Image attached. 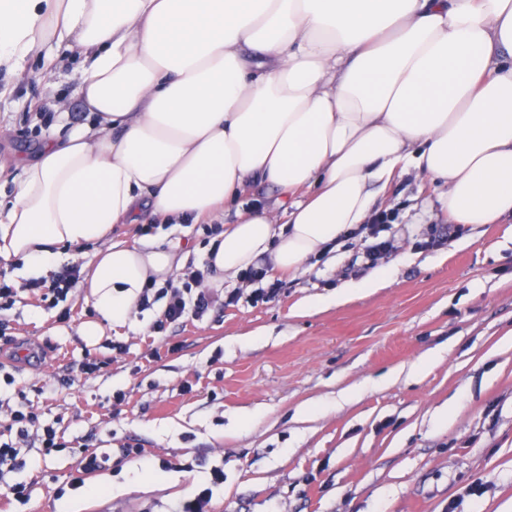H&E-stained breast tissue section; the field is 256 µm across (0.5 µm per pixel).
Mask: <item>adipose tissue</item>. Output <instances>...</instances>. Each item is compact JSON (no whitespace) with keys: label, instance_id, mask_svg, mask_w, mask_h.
Returning <instances> with one entry per match:
<instances>
[{"label":"adipose tissue","instance_id":"1","mask_svg":"<svg viewBox=\"0 0 512 512\" xmlns=\"http://www.w3.org/2000/svg\"><path fill=\"white\" fill-rule=\"evenodd\" d=\"M74 52L89 115L60 113L35 159L0 164V261L40 275L98 245L102 320L81 335L127 324L187 263L114 225L217 219L251 183L291 202L237 211L206 287L262 258L301 272L413 169L453 223L512 216V0H0V69L49 75Z\"/></svg>","mask_w":512,"mask_h":512}]
</instances>
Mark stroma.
Wrapping results in <instances>:
<instances>
[{
	"instance_id": "35a3bbf8",
	"label": "stroma",
	"mask_w": 512,
	"mask_h": 512,
	"mask_svg": "<svg viewBox=\"0 0 512 512\" xmlns=\"http://www.w3.org/2000/svg\"><path fill=\"white\" fill-rule=\"evenodd\" d=\"M78 76L74 58L51 80L34 61L22 75L0 74L14 86L0 98L1 161L36 146L42 126L31 104L43 112L62 105L82 120ZM438 192L413 171L380 195L379 209L399 214L395 249L380 261L393 275L380 287L331 303L337 288L373 271L361 239H350L304 274L282 275L267 303H252L255 283L225 279L238 303L171 324L164 342L148 332L153 310L81 336L96 317L88 289L77 290L61 322L10 266L18 295L0 318L39 356L0 353L15 379L0 387V425L22 403L67 447L48 455L31 447L9 475L30 497L0 500V512H174L214 467L224 482L210 512H512V343L504 341L512 332V217L457 233L440 214ZM434 228L443 245L420 248ZM155 234L187 255V270H205L196 225ZM316 297L327 305L305 310ZM115 342L123 352L112 351ZM435 349L442 359L412 374ZM89 355L108 366L86 378L77 368ZM391 372L397 380L382 384ZM456 401L459 413L445 419ZM129 445L143 449L144 464L124 458ZM86 447L109 452L104 470L58 495ZM477 484L482 495L470 494Z\"/></svg>"
}]
</instances>
